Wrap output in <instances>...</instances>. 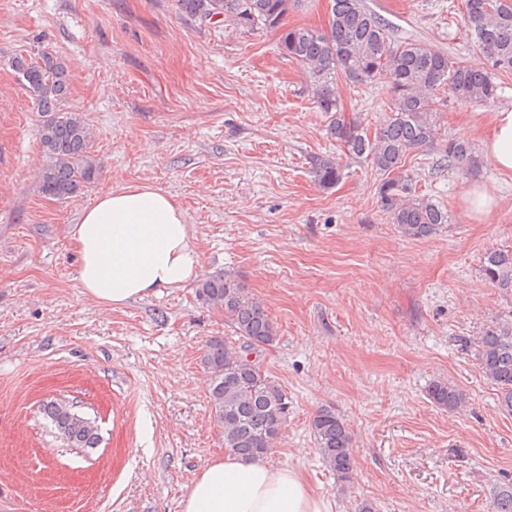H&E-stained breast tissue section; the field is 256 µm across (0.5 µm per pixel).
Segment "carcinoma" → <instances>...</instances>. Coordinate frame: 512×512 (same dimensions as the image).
<instances>
[{"instance_id":"1","label":"carcinoma","mask_w":512,"mask_h":512,"mask_svg":"<svg viewBox=\"0 0 512 512\" xmlns=\"http://www.w3.org/2000/svg\"><path fill=\"white\" fill-rule=\"evenodd\" d=\"M293 0H177L183 14L199 20L216 15L243 33L261 29L280 32L282 54L304 67L321 111L330 114L327 134L339 143L342 156L324 158L313 168L324 188L336 185L346 165L365 163L382 177L380 203L398 232L409 239L436 235L448 224V211L416 190L413 177L402 171L405 157L438 140L436 91L448 87L459 98L487 101L496 96L493 73L453 61L447 54L416 42L392 44L387 24L362 0H331L324 30L285 22ZM471 34L500 72L512 71V0H464ZM11 67L34 97L40 119L37 139L47 163L39 172L43 194L58 200L78 196L98 179L101 166L91 153L92 132L78 115L63 111L69 94L65 61L48 51L19 55ZM355 85L385 83L390 116L371 130L357 112L344 110L337 80ZM477 163L475 148L463 137L442 145L439 166L464 169ZM489 282L512 293V251L493 250L484 256ZM198 297L224 311L239 346L223 338L207 342L201 363L211 377L210 409L221 429L224 447L237 456L265 458L278 442L287 421L288 393L254 358L277 341V327L260 301L223 275L199 281ZM478 359L497 387L501 406L512 413V318L488 328L477 339ZM437 407L456 411L465 404L462 392L445 380L427 390ZM54 433L72 448H96L98 424L74 404L52 399L42 405ZM318 452L342 482L352 479V434L333 407L320 408L312 419ZM492 512H512V483L500 487Z\"/></svg>"}]
</instances>
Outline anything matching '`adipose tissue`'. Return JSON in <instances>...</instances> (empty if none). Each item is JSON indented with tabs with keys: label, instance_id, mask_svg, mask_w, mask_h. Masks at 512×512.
I'll return each mask as SVG.
<instances>
[{
	"label": "adipose tissue",
	"instance_id": "adipose-tissue-1",
	"mask_svg": "<svg viewBox=\"0 0 512 512\" xmlns=\"http://www.w3.org/2000/svg\"><path fill=\"white\" fill-rule=\"evenodd\" d=\"M484 154L512 173V109L495 112ZM78 280L99 304L120 308L197 276L200 255L180 202L147 182L122 183L85 207L69 231ZM182 512H330L300 470L225 452L196 476Z\"/></svg>",
	"mask_w": 512,
	"mask_h": 512
}]
</instances>
